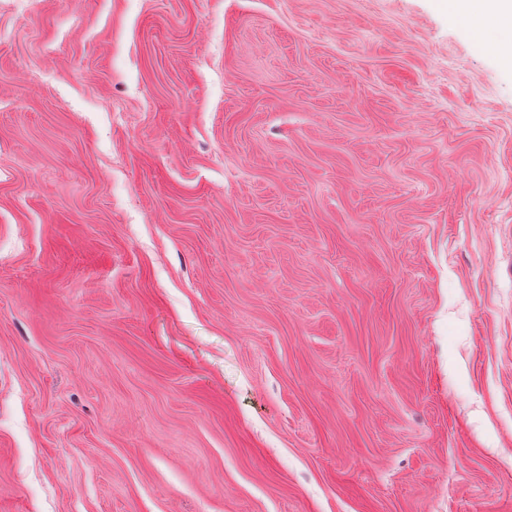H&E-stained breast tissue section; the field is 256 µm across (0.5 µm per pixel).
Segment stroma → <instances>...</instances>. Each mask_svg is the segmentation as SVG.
I'll use <instances>...</instances> for the list:
<instances>
[{"label":"stroma","mask_w":512,"mask_h":512,"mask_svg":"<svg viewBox=\"0 0 512 512\" xmlns=\"http://www.w3.org/2000/svg\"><path fill=\"white\" fill-rule=\"evenodd\" d=\"M0 512H512V65L448 0H0Z\"/></svg>","instance_id":"1"}]
</instances>
